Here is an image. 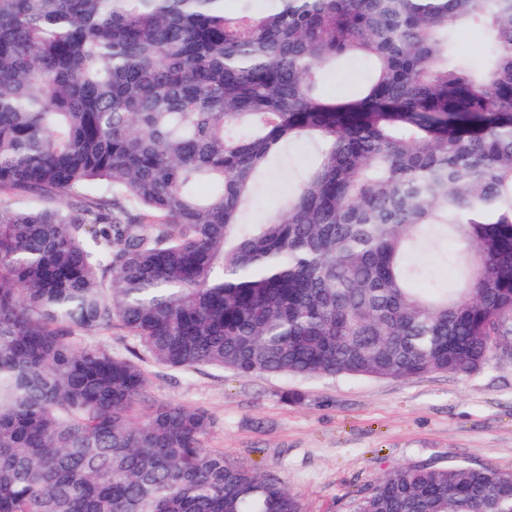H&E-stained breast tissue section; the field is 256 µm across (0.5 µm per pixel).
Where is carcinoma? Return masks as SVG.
Here are the masks:
<instances>
[{"instance_id": "1", "label": "carcinoma", "mask_w": 512, "mask_h": 512, "mask_svg": "<svg viewBox=\"0 0 512 512\" xmlns=\"http://www.w3.org/2000/svg\"><path fill=\"white\" fill-rule=\"evenodd\" d=\"M295 144L283 206L243 223ZM2 195L54 206L0 205V512H301L205 447V411L139 413V362L478 372L512 336V0H0ZM450 236L454 287H415ZM116 325L140 352L75 343ZM354 512H512V477L398 468ZM457 39L464 52L474 65H478L486 58L485 51L489 46V36L478 29H461L457 32ZM360 70V65L355 58H346L341 65L336 69V73L330 75V80L335 82L338 80L339 91L344 92L348 97L356 85L359 83L355 79V74Z\"/></svg>"}]
</instances>
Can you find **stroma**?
<instances>
[{
    "label": "stroma",
    "mask_w": 512,
    "mask_h": 512,
    "mask_svg": "<svg viewBox=\"0 0 512 512\" xmlns=\"http://www.w3.org/2000/svg\"><path fill=\"white\" fill-rule=\"evenodd\" d=\"M144 410L206 411V448L278 478L302 512H353L385 472L466 462L512 471V354L472 375L417 378L243 377L144 361Z\"/></svg>",
    "instance_id": "35a3bbf8"
}]
</instances>
